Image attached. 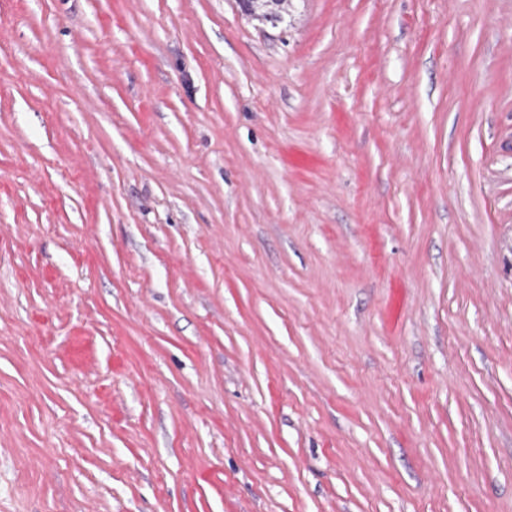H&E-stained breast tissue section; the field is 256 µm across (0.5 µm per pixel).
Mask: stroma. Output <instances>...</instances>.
Segmentation results:
<instances>
[{"mask_svg":"<svg viewBox=\"0 0 512 512\" xmlns=\"http://www.w3.org/2000/svg\"><path fill=\"white\" fill-rule=\"evenodd\" d=\"M0 512H512V0H0ZM291 0H238L241 10L263 25L277 27L288 17Z\"/></svg>","mask_w":512,"mask_h":512,"instance_id":"1","label":"stroma"}]
</instances>
